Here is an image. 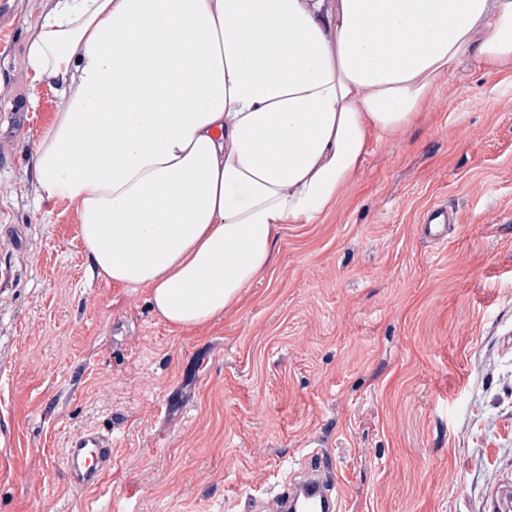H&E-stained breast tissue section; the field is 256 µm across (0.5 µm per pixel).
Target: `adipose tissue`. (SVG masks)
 Segmentation results:
<instances>
[{
    "instance_id": "obj_1",
    "label": "adipose tissue",
    "mask_w": 512,
    "mask_h": 512,
    "mask_svg": "<svg viewBox=\"0 0 512 512\" xmlns=\"http://www.w3.org/2000/svg\"><path fill=\"white\" fill-rule=\"evenodd\" d=\"M467 56L512 67V0H53L27 48L60 91L40 197L75 206L102 279L203 326Z\"/></svg>"
}]
</instances>
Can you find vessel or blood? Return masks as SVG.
I'll return each instance as SVG.
<instances>
[{
    "label": "vessel or blood",
    "mask_w": 512,
    "mask_h": 512,
    "mask_svg": "<svg viewBox=\"0 0 512 512\" xmlns=\"http://www.w3.org/2000/svg\"><path fill=\"white\" fill-rule=\"evenodd\" d=\"M112 469V440L94 428H84L71 435L63 451L65 481L73 487L97 489ZM333 469L323 455L311 458L308 476L300 488L308 492L307 512H317L319 505L328 503L327 487Z\"/></svg>",
    "instance_id": "b4317fda"
}]
</instances>
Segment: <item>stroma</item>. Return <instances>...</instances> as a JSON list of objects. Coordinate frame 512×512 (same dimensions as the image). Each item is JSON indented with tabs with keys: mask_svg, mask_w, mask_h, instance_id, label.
<instances>
[{
	"mask_svg": "<svg viewBox=\"0 0 512 512\" xmlns=\"http://www.w3.org/2000/svg\"><path fill=\"white\" fill-rule=\"evenodd\" d=\"M50 6L0 0V512H249L315 450L337 512H491L512 487V70L443 76L320 223L283 226L259 285L177 330L38 199L60 97L26 48ZM86 427L114 443L98 490L62 473Z\"/></svg>",
	"mask_w": 512,
	"mask_h": 512,
	"instance_id": "obj_1",
	"label": "stroma"
}]
</instances>
